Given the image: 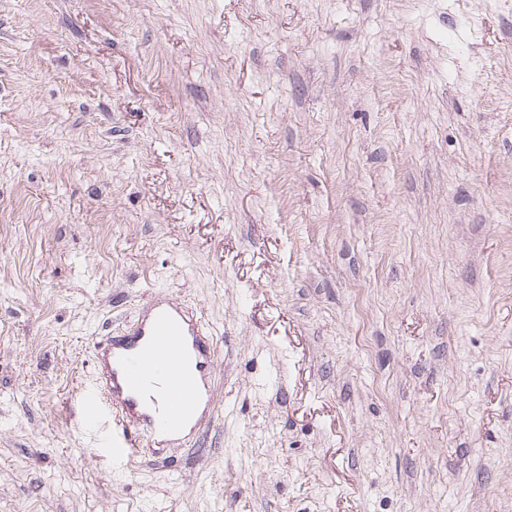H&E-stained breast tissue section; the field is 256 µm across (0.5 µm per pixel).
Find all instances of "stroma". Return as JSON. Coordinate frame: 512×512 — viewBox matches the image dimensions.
<instances>
[{
  "label": "stroma",
  "mask_w": 512,
  "mask_h": 512,
  "mask_svg": "<svg viewBox=\"0 0 512 512\" xmlns=\"http://www.w3.org/2000/svg\"><path fill=\"white\" fill-rule=\"evenodd\" d=\"M159 296L216 409L115 459ZM0 512H512V0H0Z\"/></svg>",
  "instance_id": "1"
}]
</instances>
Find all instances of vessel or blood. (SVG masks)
I'll return each instance as SVG.
<instances>
[{
  "label": "vessel or blood",
  "instance_id": "b4317fda",
  "mask_svg": "<svg viewBox=\"0 0 512 512\" xmlns=\"http://www.w3.org/2000/svg\"><path fill=\"white\" fill-rule=\"evenodd\" d=\"M216 346L201 317L168 301H154L127 334L95 346L101 389L80 398L84 423L113 415L122 430L114 455L142 452L143 437L157 442L196 434L214 405Z\"/></svg>",
  "mask_w": 512,
  "mask_h": 512
}]
</instances>
